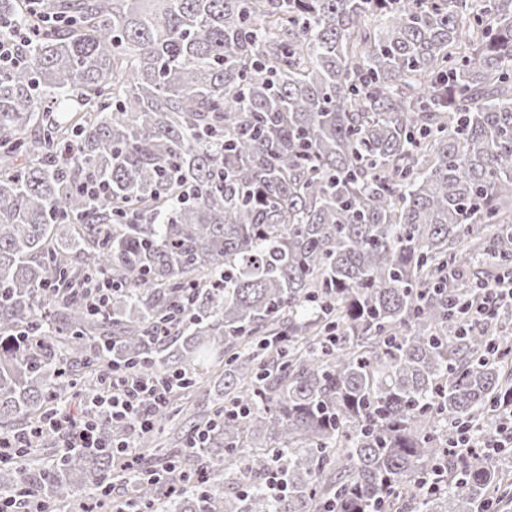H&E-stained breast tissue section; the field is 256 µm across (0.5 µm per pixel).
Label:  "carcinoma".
Wrapping results in <instances>:
<instances>
[{
    "label": "carcinoma",
    "mask_w": 512,
    "mask_h": 512,
    "mask_svg": "<svg viewBox=\"0 0 512 512\" xmlns=\"http://www.w3.org/2000/svg\"><path fill=\"white\" fill-rule=\"evenodd\" d=\"M0 68V432L132 371L185 448L112 472L57 433L0 467L56 512H501L512 337V0H35ZM22 0L0 22L23 23ZM103 184L106 197L85 191ZM112 280L105 301L95 284ZM35 332L26 338L22 332ZM224 361L202 448L174 399ZM52 450L46 471L38 447ZM1 31L2 28H0V66L2 63L15 65L19 62L20 57L18 55V42L23 43L24 40L29 39V35L17 27L7 37L3 36Z\"/></svg>",
    "instance_id": "cac0c4a2"
}]
</instances>
